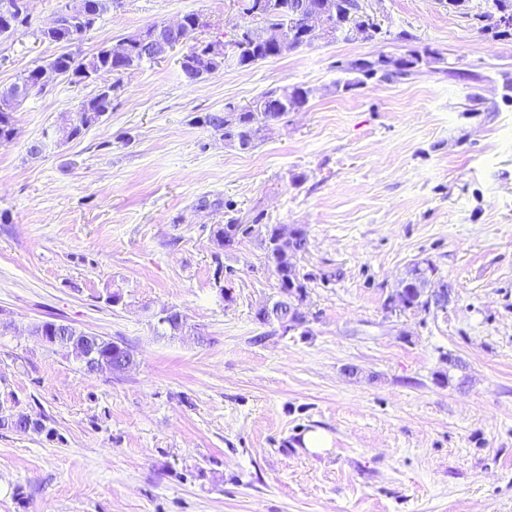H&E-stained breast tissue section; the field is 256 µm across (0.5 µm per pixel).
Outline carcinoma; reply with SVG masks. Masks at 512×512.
<instances>
[{
  "label": "carcinoma",
  "mask_w": 512,
  "mask_h": 512,
  "mask_svg": "<svg viewBox=\"0 0 512 512\" xmlns=\"http://www.w3.org/2000/svg\"><path fill=\"white\" fill-rule=\"evenodd\" d=\"M241 15L240 25L242 37L224 43V52L209 54L204 43L196 41L195 28L198 14L191 12L183 16V33L173 36V40L189 45L185 53L181 71L186 82L197 81L219 72L225 66L224 57L230 54L237 58V66L245 68L258 63L276 59L295 52L301 48L312 46L318 36L307 33L301 24L289 25V18L294 16L303 0H284L288 3V13L262 10L260 0H237ZM326 4L327 21L334 36L352 40L363 33L362 27L367 21L362 19L359 0H322ZM28 13L16 10L3 16L0 14V37L8 36V30H16L27 23ZM276 25L284 28V46L277 52L269 51L259 34L264 26ZM91 31L67 30L48 33L39 30L37 38L49 44L73 45L83 41ZM50 62L61 72V76L74 84H94L99 75L112 76V90H117L127 67L135 63L142 65L140 54L135 47H130L128 55L123 58L105 56V48L101 47L90 54L61 52L50 59ZM40 66L26 70L17 81L0 90V144L8 143L14 138L15 114L31 96L39 95L44 88L38 84ZM336 69L351 75L344 81L342 88L348 90L361 87L370 81L392 80L403 76L401 72H392L379 68V61L355 60L336 65ZM310 88L302 85H285L266 90L255 97L246 106L232 102L224 104V109L208 112L196 117V124L221 137L224 144L235 150L249 152L255 149L264 138L265 131L273 123H286L292 112L300 111L308 102L305 97ZM113 94L96 90L93 95L81 101L76 111L68 113L61 125L52 129L50 137L70 140L79 137L89 127L97 124L103 116L112 111ZM262 216L256 215L247 223L238 217L230 216L214 230L217 245L225 250L234 247L256 232L261 225ZM307 245L306 231L302 227L286 228L282 225H265L264 250L265 261L276 275L281 292L301 302L306 297V285L301 280L295 264L297 255L305 251ZM436 270L428 260L414 263L403 278L399 287L410 281L429 282V275ZM288 305L279 302L270 310H260L257 318L263 323L288 320ZM60 337L56 346L66 347L65 337L76 336L79 331L74 327L51 321L34 324L33 333L37 336L47 334V329Z\"/></svg>",
  "instance_id": "obj_1"
}]
</instances>
